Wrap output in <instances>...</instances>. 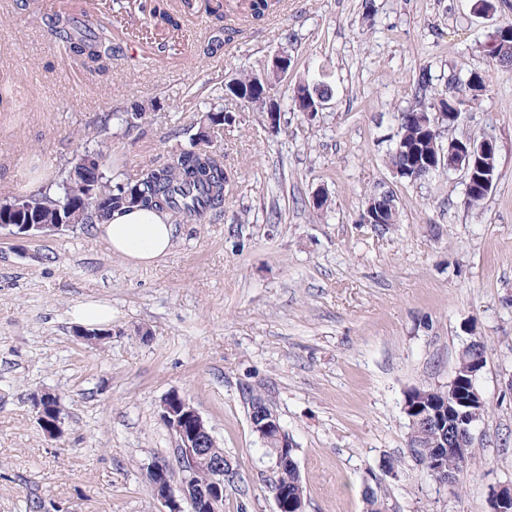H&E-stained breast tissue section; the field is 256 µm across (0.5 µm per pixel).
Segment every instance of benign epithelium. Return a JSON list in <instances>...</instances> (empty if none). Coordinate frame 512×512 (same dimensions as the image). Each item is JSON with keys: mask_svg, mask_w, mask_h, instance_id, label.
I'll return each mask as SVG.
<instances>
[{"mask_svg": "<svg viewBox=\"0 0 512 512\" xmlns=\"http://www.w3.org/2000/svg\"><path fill=\"white\" fill-rule=\"evenodd\" d=\"M273 80L282 81L288 78L290 70L289 57L286 54H277L272 58ZM461 116V103L454 99L449 102L448 110L436 112L430 116L431 122L425 123L428 135L431 137L433 155L429 158L427 167L419 170L406 169L394 172L397 178L407 177L414 183L425 178L430 173L440 169L448 171H461L464 174L466 188H471L479 183L483 191H491V181L481 180L477 177V171L484 163V156L493 155L494 143L487 138L466 137L463 139H451L448 141V152L443 154L438 146L441 132L457 125ZM394 198L392 191L374 193L368 199L365 215L361 216L363 224H374L379 221V216L373 212L383 201ZM74 227L69 221L64 224H14L12 235L20 239H33L45 237L62 232ZM430 393H420L421 401L415 406L404 405V412L418 413V419L427 427L439 428L435 416L422 409V403L426 402ZM31 403L36 412L37 419L43 430L52 437L59 436V424L51 421L49 410L60 409L58 395L50 391L39 390L31 394ZM160 417L170 431L174 442L173 457L175 468L167 464L155 463L147 470V480L150 490L156 500L167 507V512H223L224 510V483L233 480L234 469L226 466L216 459L211 458L205 447L216 443L215 438L207 429L206 423L195 409L192 403L177 391L167 394L160 402ZM252 431L258 435L275 434V459L271 461L269 471L270 485L274 492L277 509L284 512L292 506L297 512H303L304 500L301 483L296 482L290 488L281 487L278 482L279 470L288 466L290 456L288 449L293 447V442L288 432L282 427L279 416L267 404L260 403L252 412L250 419ZM475 426L471 420L457 428L445 441V447L438 448L434 456L423 467L430 478L442 488H453L456 481L448 474L442 463L444 452L452 449L459 455H464L465 450L475 443ZM207 467L212 471L210 487L206 490L195 488V474ZM177 470L181 475L179 486H174L172 470ZM490 512H512V485L504 484L491 493Z\"/></svg>", "mask_w": 512, "mask_h": 512, "instance_id": "1", "label": "benign epithelium"}]
</instances>
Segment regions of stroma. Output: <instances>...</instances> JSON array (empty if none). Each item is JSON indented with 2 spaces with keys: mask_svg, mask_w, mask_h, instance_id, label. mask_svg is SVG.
<instances>
[{
  "mask_svg": "<svg viewBox=\"0 0 512 512\" xmlns=\"http://www.w3.org/2000/svg\"><path fill=\"white\" fill-rule=\"evenodd\" d=\"M32 2L0 0V82L12 89L0 107V199L58 180L103 116L104 169L127 182L227 111L213 143L231 180L223 214L178 224L170 254L149 267L113 256L92 224L33 241L0 229V512H162L146 472L173 460L159 416L173 391L237 472L224 512H278L247 387L298 448L304 512H365L369 487L386 512H489L493 488L512 484V67L484 50L498 17L477 16L475 0H279L259 26L231 8L240 34L207 56L204 14L182 13L181 33L164 37L117 15L122 54L98 76L41 23L56 0ZM278 53L292 64L272 89L275 127L225 101L224 86ZM471 70L486 90L442 137L497 142L498 179L473 209L462 172L411 183L388 163L420 73L442 90ZM304 79L331 88L310 120L291 101ZM141 106L139 127L121 123ZM388 188L399 220L382 235L360 214ZM320 189L329 207L317 212ZM90 301L112 309V336L97 345L75 336L71 317ZM475 339L490 410L451 493L415 466L403 403L412 388L447 385ZM37 390L59 396L61 437L41 429Z\"/></svg>",
  "mask_w": 512,
  "mask_h": 512,
  "instance_id": "1",
  "label": "stroma"
}]
</instances>
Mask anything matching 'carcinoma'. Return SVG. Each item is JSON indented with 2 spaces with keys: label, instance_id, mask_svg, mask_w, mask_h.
Here are the masks:
<instances>
[{
  "label": "carcinoma",
  "instance_id": "1",
  "mask_svg": "<svg viewBox=\"0 0 512 512\" xmlns=\"http://www.w3.org/2000/svg\"><path fill=\"white\" fill-rule=\"evenodd\" d=\"M270 9V0H251L247 21L253 25L264 22L270 15ZM150 11L156 22L174 31L180 30V15L170 9L164 0H152ZM205 11L213 23V35L206 51L214 52L221 47V36L231 39L236 30L224 26L222 0H209ZM47 26L74 60L92 74L108 72L107 61L121 51V46L115 43L112 35L111 24L102 17L78 19L70 14H55L48 18ZM503 30L512 32L511 16L503 19L489 36V39L499 42L495 61L509 66L512 64V36H499ZM418 87L424 93V99L410 112L417 116L427 115L447 105L443 100L445 92L433 90L428 74L421 75ZM236 89L238 96L247 102L269 95L267 87L256 74L238 79ZM328 92V87L318 81L308 83L303 107L318 110V99L326 97ZM396 138L403 142V150H394L389 154L391 167L414 168L426 163L429 142L417 118L410 122L401 121ZM89 156L94 161L79 167L71 166L56 183L54 193H44L38 198L28 194L12 196L11 202L25 203L27 207L1 211L0 221L5 224H58L62 216L57 206L60 200L72 206L71 220L77 224H85L92 219L102 223L113 211L134 207L164 212L196 223L224 211V189L230 182V174L224 167L223 156L210 144H201L199 136L192 140L189 147L170 153L162 163L148 168L131 183L137 189L136 197L131 201L120 200L122 182L114 181V178L106 175L103 167L97 165V161L105 157L103 151L86 147L81 157ZM484 353L482 341L469 343L459 354L457 373L463 378L469 377V373L476 369L477 359L483 357ZM428 405V411L439 416L442 430L456 427L457 418L449 413L455 406L452 396L444 400L434 398ZM408 445L422 461L432 458L435 449L444 447L442 440L417 420L408 421Z\"/></svg>",
  "mask_w": 512,
  "mask_h": 512
}]
</instances>
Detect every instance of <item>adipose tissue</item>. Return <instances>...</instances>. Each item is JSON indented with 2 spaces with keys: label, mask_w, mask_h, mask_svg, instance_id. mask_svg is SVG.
I'll return each instance as SVG.
<instances>
[{
  "label": "adipose tissue",
  "mask_w": 512,
  "mask_h": 512,
  "mask_svg": "<svg viewBox=\"0 0 512 512\" xmlns=\"http://www.w3.org/2000/svg\"><path fill=\"white\" fill-rule=\"evenodd\" d=\"M99 230L113 255L144 266L171 251L176 233L166 214L142 209L113 212Z\"/></svg>",
  "instance_id": "1"
}]
</instances>
